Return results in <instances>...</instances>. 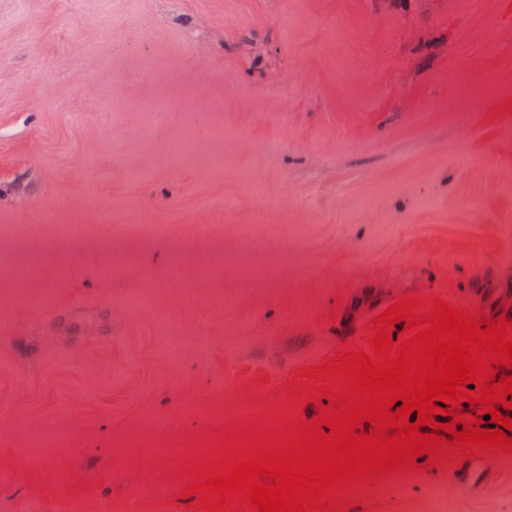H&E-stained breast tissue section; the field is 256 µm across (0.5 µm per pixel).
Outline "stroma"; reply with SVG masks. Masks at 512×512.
Instances as JSON below:
<instances>
[{
    "label": "stroma",
    "instance_id": "obj_1",
    "mask_svg": "<svg viewBox=\"0 0 512 512\" xmlns=\"http://www.w3.org/2000/svg\"><path fill=\"white\" fill-rule=\"evenodd\" d=\"M512 0H0V512H190L297 370L512 319ZM351 512H512V456Z\"/></svg>",
    "mask_w": 512,
    "mask_h": 512
}]
</instances>
